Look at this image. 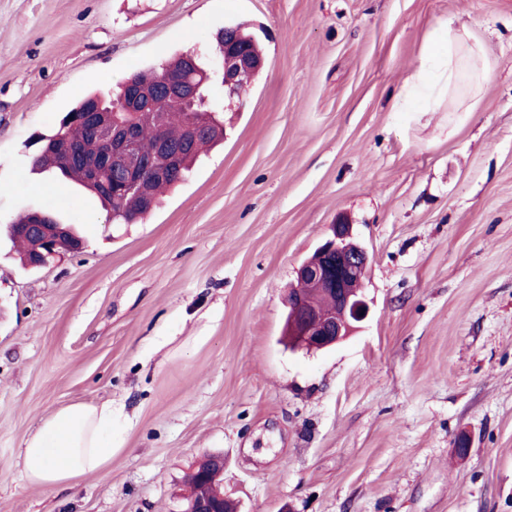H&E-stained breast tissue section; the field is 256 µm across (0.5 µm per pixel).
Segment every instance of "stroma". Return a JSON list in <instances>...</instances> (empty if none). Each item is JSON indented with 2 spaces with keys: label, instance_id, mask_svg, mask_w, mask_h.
Wrapping results in <instances>:
<instances>
[{
  "label": "stroma",
  "instance_id": "stroma-1",
  "mask_svg": "<svg viewBox=\"0 0 512 512\" xmlns=\"http://www.w3.org/2000/svg\"><path fill=\"white\" fill-rule=\"evenodd\" d=\"M493 64L474 112H394L434 28ZM251 24L264 66L224 141L139 224L33 169L92 91ZM51 213L83 247L39 269L8 235ZM351 224L371 316L283 338V294ZM112 405V460L31 485L19 448ZM224 456L242 512H512V0H0V512H182Z\"/></svg>",
  "mask_w": 512,
  "mask_h": 512
}]
</instances>
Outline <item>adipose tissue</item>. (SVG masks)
<instances>
[{
  "instance_id": "obj_1",
  "label": "adipose tissue",
  "mask_w": 512,
  "mask_h": 512,
  "mask_svg": "<svg viewBox=\"0 0 512 512\" xmlns=\"http://www.w3.org/2000/svg\"><path fill=\"white\" fill-rule=\"evenodd\" d=\"M491 62L466 25L448 21L427 39L395 112L477 111ZM19 456L28 482L52 487L105 468L112 460V406L73 404L42 419Z\"/></svg>"
}]
</instances>
